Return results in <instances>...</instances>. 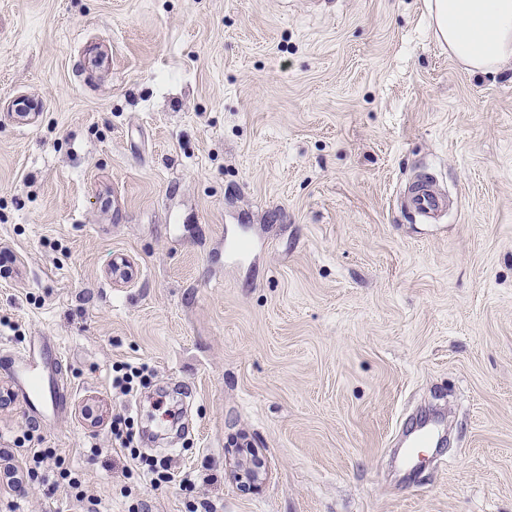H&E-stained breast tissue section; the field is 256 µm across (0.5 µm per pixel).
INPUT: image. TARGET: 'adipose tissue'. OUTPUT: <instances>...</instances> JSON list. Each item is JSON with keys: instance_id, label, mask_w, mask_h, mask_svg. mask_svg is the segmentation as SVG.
<instances>
[{"instance_id": "adipose-tissue-1", "label": "adipose tissue", "mask_w": 512, "mask_h": 512, "mask_svg": "<svg viewBox=\"0 0 512 512\" xmlns=\"http://www.w3.org/2000/svg\"><path fill=\"white\" fill-rule=\"evenodd\" d=\"M429 9L438 39L469 71L512 62V0H430Z\"/></svg>"}]
</instances>
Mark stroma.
<instances>
[{"label": "stroma", "instance_id": "35a3bbf8", "mask_svg": "<svg viewBox=\"0 0 512 512\" xmlns=\"http://www.w3.org/2000/svg\"><path fill=\"white\" fill-rule=\"evenodd\" d=\"M426 2L0 0L16 468L54 449L99 512H512V64L466 71ZM17 350L62 413L25 405ZM120 362L150 367L135 396ZM81 510L0 480V512ZM408 206L417 214L429 217L448 209V196L439 193L431 181L421 183L407 195ZM148 372L145 363L133 365L122 363L112 367V389H115L124 396H132L137 383H144ZM233 462L234 477L244 490L257 489L263 482L262 463L256 456Z\"/></svg>", "mask_w": 512, "mask_h": 512}]
</instances>
